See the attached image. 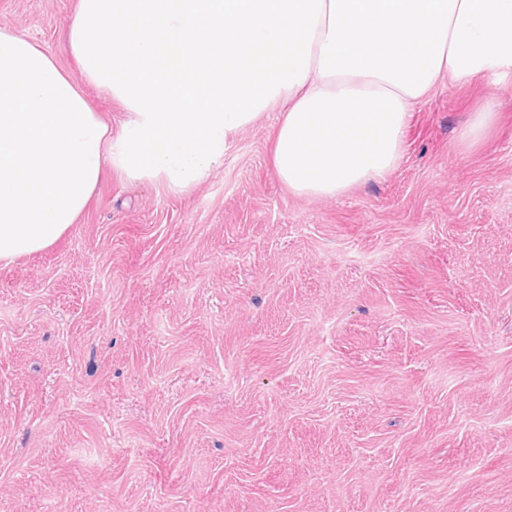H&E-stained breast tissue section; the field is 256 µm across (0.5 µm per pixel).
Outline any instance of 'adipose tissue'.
<instances>
[{"label": "adipose tissue", "instance_id": "adipose-tissue-1", "mask_svg": "<svg viewBox=\"0 0 512 512\" xmlns=\"http://www.w3.org/2000/svg\"><path fill=\"white\" fill-rule=\"evenodd\" d=\"M76 84L0 28V262L51 247L106 171L186 193L229 137L281 120L290 191L333 198L397 166L414 105L443 80L512 76V0H78ZM125 111L120 129L84 85Z\"/></svg>", "mask_w": 512, "mask_h": 512}]
</instances>
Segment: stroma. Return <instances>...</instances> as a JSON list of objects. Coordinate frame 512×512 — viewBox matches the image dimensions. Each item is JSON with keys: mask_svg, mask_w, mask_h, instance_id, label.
Masks as SVG:
<instances>
[{"mask_svg": "<svg viewBox=\"0 0 512 512\" xmlns=\"http://www.w3.org/2000/svg\"><path fill=\"white\" fill-rule=\"evenodd\" d=\"M76 6L0 28L76 80ZM276 125L185 194L105 173L0 263V512H512V78L439 84L336 198L279 180ZM495 120V112L491 105L482 106L474 112L469 124L463 130L462 140L466 144L478 142Z\"/></svg>", "mask_w": 512, "mask_h": 512, "instance_id": "35a3bbf8", "label": "stroma"}]
</instances>
